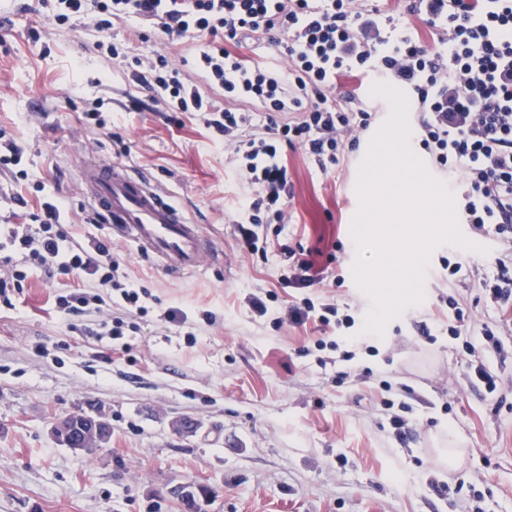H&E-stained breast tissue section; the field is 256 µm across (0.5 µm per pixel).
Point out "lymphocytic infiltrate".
Wrapping results in <instances>:
<instances>
[{
	"label": "lymphocytic infiltrate",
	"mask_w": 512,
	"mask_h": 512,
	"mask_svg": "<svg viewBox=\"0 0 512 512\" xmlns=\"http://www.w3.org/2000/svg\"><path fill=\"white\" fill-rule=\"evenodd\" d=\"M55 8L61 25L88 14L101 32L116 19L151 22L170 45L205 36L197 69L208 86L223 89L224 106L185 83L161 54L147 61L149 85L157 102L201 114L223 136L247 189L236 230L253 249L270 246L259 234L264 220L284 218L288 167L279 142L298 143L319 166L339 165L372 119L353 94H339L342 79L369 76L412 88L416 138L434 167L462 176L464 222L498 246L496 272L479 286L500 309L512 305V0H414L411 12L434 29L431 49L412 33H397L394 17L371 0H56ZM269 33L288 58L283 71L228 49L242 36ZM65 211L46 200L28 223L8 230L10 243L46 273L93 283L94 292L57 296V308L78 315L112 290L137 306L138 292L115 281L110 245L69 243Z\"/></svg>",
	"instance_id": "f902f5d3"
}]
</instances>
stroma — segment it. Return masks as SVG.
Here are the masks:
<instances>
[{
    "mask_svg": "<svg viewBox=\"0 0 512 512\" xmlns=\"http://www.w3.org/2000/svg\"><path fill=\"white\" fill-rule=\"evenodd\" d=\"M16 2L0 0V130L21 147L29 178L19 186L0 173V221L63 200L67 231L111 244L142 309L116 298L100 313L65 314L55 295L90 282L36 267L0 302V512H181L168 495L180 483L211 488L203 512H512V323L501 326V353L479 356L504 381L492 394L448 335L450 295L497 320L478 286L496 271L492 255L452 280L458 250L438 246L423 301L387 323L375 352L337 361L317 339L359 335L371 307L352 273L362 150L326 172L303 147L282 145L290 192L279 240L325 270L311 288L290 287L287 258L251 253L234 232L245 190L221 137L197 113L163 111L140 80L137 59L162 51L223 105V90L203 85L193 65L198 41L165 46L135 19L113 20L104 34L80 19L59 25L50 0ZM105 38L124 57L98 51ZM84 157L159 185L203 226L213 259L169 274L113 238L80 192ZM305 296L335 304L353 326L282 322ZM172 308L185 322L165 318ZM118 319L113 340L106 332ZM77 411L103 414L110 441L83 454L56 441L54 425Z\"/></svg>",
    "mask_w": 512,
    "mask_h": 512,
    "instance_id": "35a3bbf8",
    "label": "stroma"
}]
</instances>
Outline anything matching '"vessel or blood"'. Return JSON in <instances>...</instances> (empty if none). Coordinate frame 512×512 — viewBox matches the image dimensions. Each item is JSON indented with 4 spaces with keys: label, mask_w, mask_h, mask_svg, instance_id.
<instances>
[{
    "label": "vessel or blood",
    "mask_w": 512,
    "mask_h": 512,
    "mask_svg": "<svg viewBox=\"0 0 512 512\" xmlns=\"http://www.w3.org/2000/svg\"><path fill=\"white\" fill-rule=\"evenodd\" d=\"M78 175L92 209L113 230L130 235L163 271H191L209 257L201 226L181 216L149 181L106 161H81Z\"/></svg>",
    "instance_id": "1"
}]
</instances>
